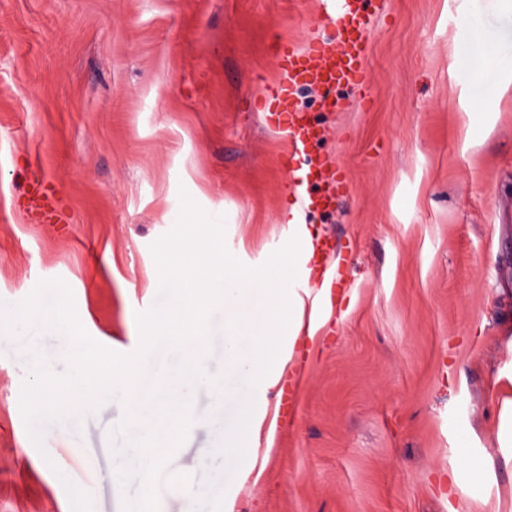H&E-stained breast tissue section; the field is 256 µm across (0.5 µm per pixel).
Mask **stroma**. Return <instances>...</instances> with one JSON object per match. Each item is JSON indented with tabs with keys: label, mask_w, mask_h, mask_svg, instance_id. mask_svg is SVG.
I'll return each mask as SVG.
<instances>
[{
	"label": "stroma",
	"mask_w": 512,
	"mask_h": 512,
	"mask_svg": "<svg viewBox=\"0 0 512 512\" xmlns=\"http://www.w3.org/2000/svg\"><path fill=\"white\" fill-rule=\"evenodd\" d=\"M370 100L360 89L296 99L323 131L315 151L349 184L333 209L290 224L284 130L263 95L280 78L273 45L328 36L318 0H0V303L63 279L90 337L128 354L135 314L156 301L151 244L175 225L178 191L223 217L225 244L256 268L292 236L330 239L344 294L316 337L299 332L286 376L254 396L247 472L222 512H512V11L503 0H364ZM67 207L64 224L26 214L33 180ZM66 368L60 335L0 332V512H122L111 432L125 409L30 440L20 393L25 343ZM194 423L167 460L158 512H182L172 476L203 483L232 402L189 389ZM58 463L32 483L30 458ZM484 460L469 473L465 457Z\"/></svg>",
	"instance_id": "obj_1"
}]
</instances>
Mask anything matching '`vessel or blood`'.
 Instances as JSON below:
<instances>
[{
  "label": "vessel or blood",
  "mask_w": 512,
  "mask_h": 512,
  "mask_svg": "<svg viewBox=\"0 0 512 512\" xmlns=\"http://www.w3.org/2000/svg\"><path fill=\"white\" fill-rule=\"evenodd\" d=\"M320 3L322 17L332 29L331 36L302 50L285 43L278 44L274 54L282 78L268 87L265 99L271 123L288 125L292 149L286 155L287 160L304 158V180L323 187L314 204L328 210L347 192L348 186L329 172L322 157L313 154L312 149L321 139L322 131L306 120L303 110L294 101V91L309 83L319 84L327 90L341 83L367 88L370 82L369 43L360 0H320ZM319 247L325 259L320 274L323 292L309 309L308 325L312 328L318 327L327 305L332 303L335 285L331 266L334 247L327 239L320 241Z\"/></svg>",
  "instance_id": "obj_1"
}]
</instances>
